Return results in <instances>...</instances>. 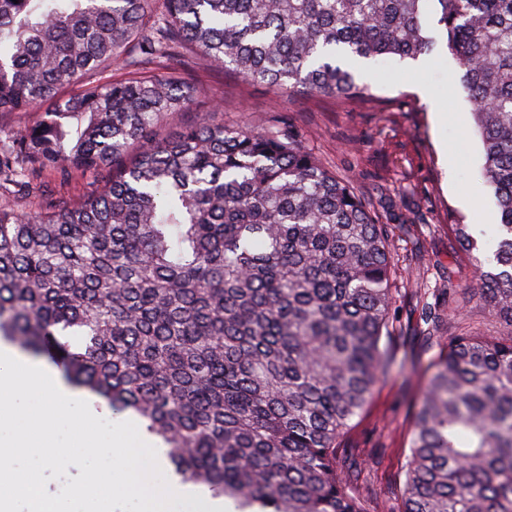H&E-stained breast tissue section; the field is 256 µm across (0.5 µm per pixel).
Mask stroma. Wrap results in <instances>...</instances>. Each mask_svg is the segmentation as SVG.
<instances>
[{
  "label": "stroma",
  "instance_id": "35a3bbf8",
  "mask_svg": "<svg viewBox=\"0 0 512 512\" xmlns=\"http://www.w3.org/2000/svg\"><path fill=\"white\" fill-rule=\"evenodd\" d=\"M461 68L448 52L417 61L370 67L361 80L370 87L362 102L333 97L281 94L247 83L240 76L198 64L201 92L161 126L164 138L192 123L200 112L215 113L228 125L259 128L284 119L302 145L340 178L351 181L380 214L391 244L395 276L391 346L396 357L420 355L415 289L462 285L477 272L474 258L491 256L497 212L481 175V145L470 106L460 95ZM450 118L437 124L431 103ZM45 188L18 198L21 210L42 206L45 194L77 199L91 189L79 174L50 172ZM468 224L479 247L471 254L453 250L448 227ZM500 320L480 300L448 304L441 333L498 336ZM424 386L418 374L393 375L378 384L364 412L343 435L338 464L356 485L367 512H399L401 467L409 453V422Z\"/></svg>",
  "mask_w": 512,
  "mask_h": 512
}]
</instances>
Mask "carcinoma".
<instances>
[{
	"label": "carcinoma",
	"mask_w": 512,
	"mask_h": 512,
	"mask_svg": "<svg viewBox=\"0 0 512 512\" xmlns=\"http://www.w3.org/2000/svg\"><path fill=\"white\" fill-rule=\"evenodd\" d=\"M437 49L463 70L498 211L469 295L504 333L444 344L422 307L439 352L407 365L426 380L401 512H512V0H0V115L52 105L0 131V337L137 419L234 512H366L336 456L395 366L377 213L291 128L204 116L150 137L199 92L187 54L355 101L356 64ZM47 170L102 188L18 209Z\"/></svg>",
	"instance_id": "obj_1"
}]
</instances>
